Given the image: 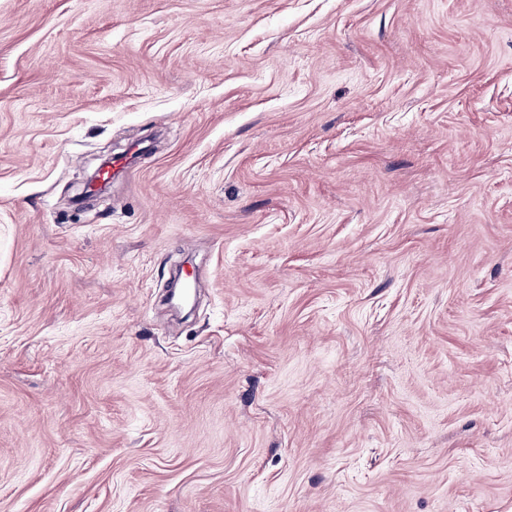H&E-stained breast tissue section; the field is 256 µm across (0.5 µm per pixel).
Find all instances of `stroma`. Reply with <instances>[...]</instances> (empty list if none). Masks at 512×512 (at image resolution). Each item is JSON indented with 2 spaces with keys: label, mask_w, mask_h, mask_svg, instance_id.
Returning <instances> with one entry per match:
<instances>
[{
  "label": "stroma",
  "mask_w": 512,
  "mask_h": 512,
  "mask_svg": "<svg viewBox=\"0 0 512 512\" xmlns=\"http://www.w3.org/2000/svg\"><path fill=\"white\" fill-rule=\"evenodd\" d=\"M0 512H512V0H0Z\"/></svg>",
  "instance_id": "stroma-1"
}]
</instances>
